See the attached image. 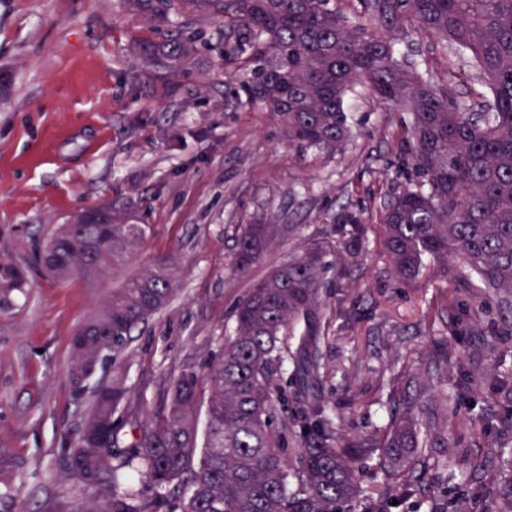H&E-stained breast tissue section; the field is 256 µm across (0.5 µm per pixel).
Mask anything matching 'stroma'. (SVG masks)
Here are the masks:
<instances>
[{"instance_id":"35a3bbf8","label":"stroma","mask_w":512,"mask_h":512,"mask_svg":"<svg viewBox=\"0 0 512 512\" xmlns=\"http://www.w3.org/2000/svg\"><path fill=\"white\" fill-rule=\"evenodd\" d=\"M161 37L123 0H0V75L9 79L0 93V252L28 281L0 301V512H69L91 496L68 473L92 399L70 381L71 339L110 287L58 281L39 254L55 225L132 192L146 236L129 270L162 255L177 262V294L118 356L148 412L159 413L172 378L205 371L219 356L254 279L310 242L335 243L333 216L350 202L364 211L367 238L344 280L327 275L322 393L333 422L346 433L383 426L402 368L428 363L446 346L444 389L419 403L434 412L455 401L463 420L454 447L440 454L434 491L406 509L440 512L463 499L468 512H485L462 477L463 460L512 451V397L489 388L512 376V336L497 335L494 313L484 335L451 334L449 324L467 321L480 291L444 277L436 263L412 285L391 270L381 213L401 182L407 113L357 88L345 100L352 136L344 151L300 155L269 113L229 102L238 73L215 53L161 79L142 71L135 41ZM398 47L414 51L451 98L479 102L483 87L467 54L411 27ZM265 213L297 225V234L250 275L233 274L240 226ZM467 380L472 390L463 389Z\"/></svg>"}]
</instances>
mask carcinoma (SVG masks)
<instances>
[{"mask_svg": "<svg viewBox=\"0 0 512 512\" xmlns=\"http://www.w3.org/2000/svg\"><path fill=\"white\" fill-rule=\"evenodd\" d=\"M157 27L171 25L184 7L201 9L227 27L213 46L194 35L167 34L140 41L144 70L159 77L187 68L206 49L242 78L229 88L238 103L256 104L273 117L288 146L337 152L351 135L344 100L367 86L382 102L409 114L401 143L406 182L383 205L381 242L395 276L406 284L423 275L425 258L446 275L468 282L473 271L486 298L473 303L457 335H483L488 307L512 335V0H364L368 19L351 25L333 0H127ZM413 23L467 52L487 88L481 108L448 97V87L399 55L393 37L378 34ZM136 201L95 207L111 221L104 231L83 224L84 211L57 225L43 250L60 249L52 275L83 277L88 266L104 280L126 266L142 243L145 225L129 223ZM336 279L345 258L365 243L362 213L352 205L336 212ZM296 225L261 216L241 226L231 270L246 275ZM327 246L311 242L303 252L254 280L235 307V330L204 375L182 372L167 387L162 412L141 418L125 369L95 386L70 452L68 467L94 491L72 512H158L159 498L144 488L180 497L181 512H396L424 489L435 449L448 447L457 409L432 417L399 388L386 425L370 433L344 434L333 426L321 393V331ZM26 284L23 269L0 255V296ZM177 291L171 256L128 274L96 307L72 343L70 375L80 387L101 363L113 359L131 333L159 313ZM296 336V345L285 337ZM288 359L289 378L274 364ZM406 387L443 386L442 376L419 369L405 373ZM291 387L294 418L272 427L280 395ZM136 431L126 442L125 427ZM298 447L285 455L288 433ZM378 454L387 479L375 494L361 485V462ZM500 449L471 461L469 484L488 493L491 512H512V461L494 472Z\"/></svg>", "mask_w": 512, "mask_h": 512, "instance_id": "obj_1", "label": "carcinoma"}]
</instances>
